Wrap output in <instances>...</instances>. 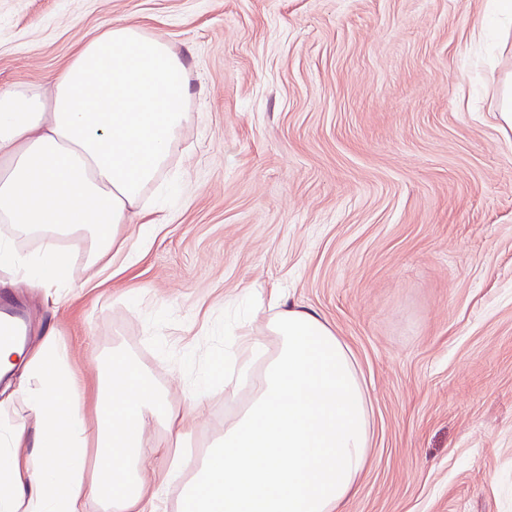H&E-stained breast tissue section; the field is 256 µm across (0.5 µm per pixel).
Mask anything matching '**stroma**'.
I'll use <instances>...</instances> for the list:
<instances>
[{"label":"stroma","instance_id":"stroma-1","mask_svg":"<svg viewBox=\"0 0 512 512\" xmlns=\"http://www.w3.org/2000/svg\"><path fill=\"white\" fill-rule=\"evenodd\" d=\"M486 0H0V91L39 84L119 23L191 67L192 121L149 190L156 228L94 281L15 294L86 381L113 351L187 404L244 288H281L351 350L370 462L344 512H512V43ZM193 347V361L184 350ZM212 393L179 454L224 432ZM495 118L502 134L512 133V75L507 73L501 80L498 90Z\"/></svg>","mask_w":512,"mask_h":512}]
</instances>
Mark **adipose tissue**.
<instances>
[{"instance_id": "1", "label": "adipose tissue", "mask_w": 512, "mask_h": 512, "mask_svg": "<svg viewBox=\"0 0 512 512\" xmlns=\"http://www.w3.org/2000/svg\"><path fill=\"white\" fill-rule=\"evenodd\" d=\"M182 54L133 23L92 37L50 87L0 93V271L30 286L66 281V240L89 241L87 270L135 252L122 236L147 232V187L170 160L192 116ZM41 246L24 252L18 239ZM262 328L242 325L209 379L238 409L196 467L178 461L150 485L132 468L154 454L145 435L186 441L206 387L188 406L132 356L115 351L95 423L85 417L84 379L54 336L32 352L0 346V378L19 380L32 425L0 426V512H154L161 485L179 484L191 512H343L368 464L369 399L355 359L317 311L273 298Z\"/></svg>"}]
</instances>
